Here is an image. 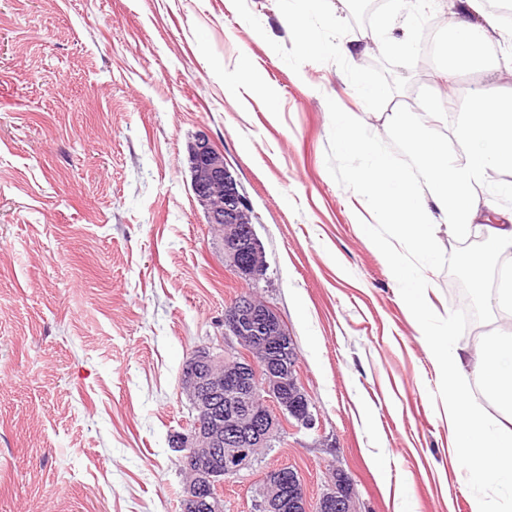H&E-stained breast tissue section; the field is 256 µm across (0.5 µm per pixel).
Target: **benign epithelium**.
<instances>
[{"label": "benign epithelium", "instance_id": "obj_1", "mask_svg": "<svg viewBox=\"0 0 512 512\" xmlns=\"http://www.w3.org/2000/svg\"><path fill=\"white\" fill-rule=\"evenodd\" d=\"M189 160L193 191L206 208L225 264L240 279L258 282L267 269L265 250L245 218L246 199L223 152L198 135ZM179 381L192 419L185 431L172 435V444L194 475L183 487L182 512H224L220 488L228 477L251 470L259 449L282 442L287 426L316 428L293 339L274 308L251 294L225 311L224 341L195 350ZM255 507L256 512H357L352 492L336 484L311 500L289 466L264 474Z\"/></svg>", "mask_w": 512, "mask_h": 512}]
</instances>
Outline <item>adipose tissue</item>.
I'll use <instances>...</instances> for the list:
<instances>
[{"label":"adipose tissue","mask_w":512,"mask_h":512,"mask_svg":"<svg viewBox=\"0 0 512 512\" xmlns=\"http://www.w3.org/2000/svg\"><path fill=\"white\" fill-rule=\"evenodd\" d=\"M481 24L459 21L449 28L454 63L482 70L483 50L499 39L512 46V29L484 15V0H468ZM389 126L410 149L426 174V194H419L398 170L394 159L369 141L356 115H336V134L345 150L363 155L357 171L364 194L387 228L389 269L402 288L434 367L448 389L444 415L454 446L476 464L467 481L481 489L472 512H512L488 498V491L512 486V463L505 454L512 448V427L495 422L485 404L474 395L473 382L481 380L497 402L512 415V331L484 340L474 352V371H467L452 325L435 329L422 300L432 286L422 267L436 256L438 232L448 227L466 235L481 215L478 191L492 173L512 174V92L504 96H474L456 118H449L446 98L431 97L408 104L395 102Z\"/></svg>","instance_id":"obj_1"}]
</instances>
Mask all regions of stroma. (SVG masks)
<instances>
[{
	"label": "stroma",
	"mask_w": 512,
	"mask_h": 512,
	"mask_svg": "<svg viewBox=\"0 0 512 512\" xmlns=\"http://www.w3.org/2000/svg\"><path fill=\"white\" fill-rule=\"evenodd\" d=\"M247 5L262 33L232 0H0V512H182L181 368L250 290L288 327L318 430L227 479L224 512H253L283 466L313 499L344 471L359 512H471L445 386L336 136L352 112L392 150L387 113L335 64L293 72L276 0ZM489 64L458 73L464 99L512 85L500 47ZM200 134L250 206L257 284L225 269L192 190ZM464 243L441 234L427 305L472 350L499 317L464 315Z\"/></svg>",
	"instance_id": "stroma-1"
}]
</instances>
